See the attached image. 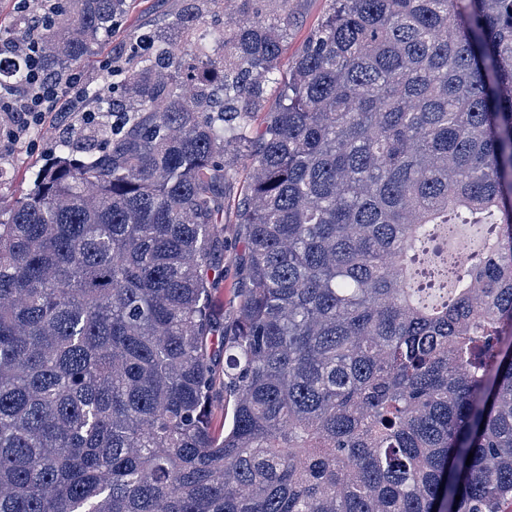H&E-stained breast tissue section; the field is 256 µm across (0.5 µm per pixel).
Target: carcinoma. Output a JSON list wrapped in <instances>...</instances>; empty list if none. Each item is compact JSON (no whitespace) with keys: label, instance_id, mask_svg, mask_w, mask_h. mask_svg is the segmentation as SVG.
Returning <instances> with one entry per match:
<instances>
[{"label":"carcinoma","instance_id":"1","mask_svg":"<svg viewBox=\"0 0 512 512\" xmlns=\"http://www.w3.org/2000/svg\"><path fill=\"white\" fill-rule=\"evenodd\" d=\"M136 2L40 0L41 68ZM220 2L135 37L82 101L112 124L0 201V512H506L512 0H328L286 77L289 0ZM30 27L0 28V86ZM460 224L464 260L436 247ZM247 152H242L236 164L232 185L224 198V240L227 248L221 258L219 269L223 268L224 281L220 282L221 297L224 300V321H229L238 302L237 288H241L240 259L244 254V235L240 224H235V214L243 201L250 179L251 165Z\"/></svg>","mask_w":512,"mask_h":512}]
</instances>
